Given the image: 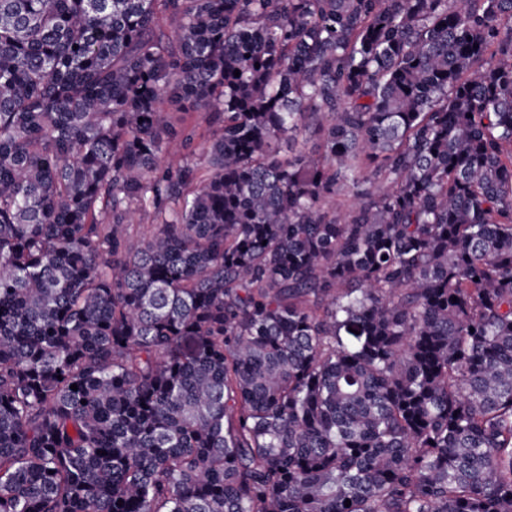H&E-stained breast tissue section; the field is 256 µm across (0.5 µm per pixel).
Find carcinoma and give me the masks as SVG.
I'll return each mask as SVG.
<instances>
[{"label":"carcinoma","instance_id":"1","mask_svg":"<svg viewBox=\"0 0 512 512\" xmlns=\"http://www.w3.org/2000/svg\"><path fill=\"white\" fill-rule=\"evenodd\" d=\"M0 512H512V0H0Z\"/></svg>","mask_w":512,"mask_h":512}]
</instances>
